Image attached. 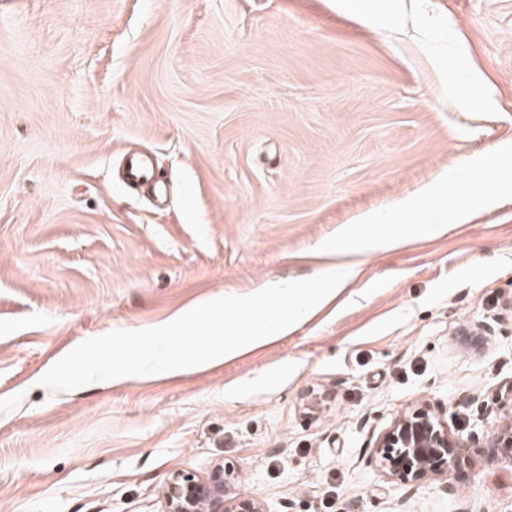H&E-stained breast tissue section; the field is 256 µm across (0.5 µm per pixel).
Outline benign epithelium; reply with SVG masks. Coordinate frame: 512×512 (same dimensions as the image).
<instances>
[{"label":"benign epithelium","instance_id":"7a95c632","mask_svg":"<svg viewBox=\"0 0 512 512\" xmlns=\"http://www.w3.org/2000/svg\"><path fill=\"white\" fill-rule=\"evenodd\" d=\"M501 424L488 441L492 458L512 468V387L493 398ZM375 459L383 473L403 485H421L433 476L458 467L462 444L427 403L401 413L375 442ZM161 494L167 512H209L225 503L224 512H264L255 499L237 492L236 474L218 465L206 479L173 472Z\"/></svg>","mask_w":512,"mask_h":512}]
</instances>
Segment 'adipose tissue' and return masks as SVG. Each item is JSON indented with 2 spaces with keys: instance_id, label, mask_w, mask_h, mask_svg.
<instances>
[{
  "instance_id": "ef3b65f1",
  "label": "adipose tissue",
  "mask_w": 512,
  "mask_h": 512,
  "mask_svg": "<svg viewBox=\"0 0 512 512\" xmlns=\"http://www.w3.org/2000/svg\"><path fill=\"white\" fill-rule=\"evenodd\" d=\"M404 0H384L383 5H375L374 0H333L338 13L371 29H389L403 18ZM459 181L457 174L441 176L417 194L402 198L393 208L383 213L359 216L356 225L341 228L339 241L345 254L360 251H377L405 241L402 230L406 224H424L428 228L443 227L449 224L467 223L471 206H486L512 196V174L504 172L498 177L495 194L485 193L483 187H474L470 206L437 208L434 197L454 188Z\"/></svg>"
}]
</instances>
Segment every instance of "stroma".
I'll return each instance as SVG.
<instances>
[{
    "label": "stroma",
    "mask_w": 512,
    "mask_h": 512,
    "mask_svg": "<svg viewBox=\"0 0 512 512\" xmlns=\"http://www.w3.org/2000/svg\"><path fill=\"white\" fill-rule=\"evenodd\" d=\"M441 35L464 49L450 84ZM504 142L512 0H409L394 32L331 0H0V512H166L171 473L219 463L265 512H512L486 448L512 384V198L319 252L442 172L493 190L466 162ZM131 153L166 195L124 182ZM346 260L337 298L219 366L38 383L89 337ZM421 401L466 462L402 485L374 442ZM339 243L344 245L342 254L349 255L360 251H378L390 245H397L406 240L403 227L392 230L386 236L375 237L359 234L354 225L341 228Z\"/></svg>",
    "instance_id": "35a3bbf8"
}]
</instances>
